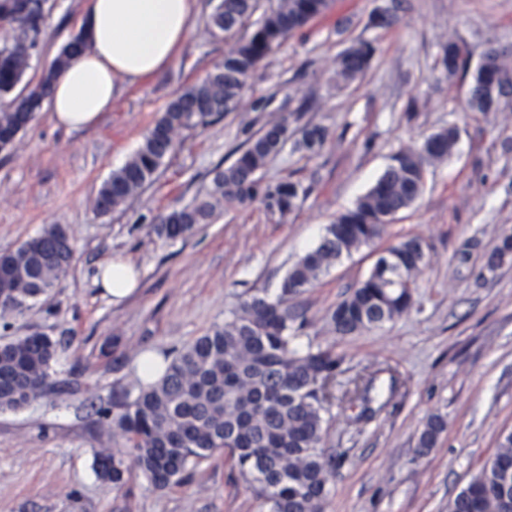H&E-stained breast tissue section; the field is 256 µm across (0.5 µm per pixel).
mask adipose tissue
I'll use <instances>...</instances> for the list:
<instances>
[{
  "mask_svg": "<svg viewBox=\"0 0 512 512\" xmlns=\"http://www.w3.org/2000/svg\"><path fill=\"white\" fill-rule=\"evenodd\" d=\"M196 0H87L79 27L88 47L54 81L48 108L58 127L93 125L111 110L119 81L157 75L179 54Z\"/></svg>",
  "mask_w": 512,
  "mask_h": 512,
  "instance_id": "obj_1",
  "label": "adipose tissue"
}]
</instances>
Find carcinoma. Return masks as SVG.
Instances as JSON below:
<instances>
[{
    "label": "carcinoma",
    "mask_w": 512,
    "mask_h": 512,
    "mask_svg": "<svg viewBox=\"0 0 512 512\" xmlns=\"http://www.w3.org/2000/svg\"><path fill=\"white\" fill-rule=\"evenodd\" d=\"M45 0H0V17L13 35L0 40V97H12L0 111V151L13 148L32 120L58 73L87 48L83 31L71 33L50 65L24 96L14 95L31 68L45 25ZM332 0H218L209 15L212 38L229 44L224 57L197 83L185 89L156 120L138 150L100 185L94 211L107 215L150 183L175 150L184 129L235 112L261 62L293 33L326 14ZM374 48L361 42L340 56L336 80L349 83L363 74ZM507 48H491L482 69L474 71L466 105L471 112H492L486 92L512 82ZM448 77L467 71L462 47L442 46ZM329 137L326 127L307 123L294 137L288 120L266 124L237 147L235 159L212 171L205 195L157 217V233L178 240L199 224H210L226 207L256 202L281 217L296 210L308 193L301 182L283 178L265 182L261 172L293 141L292 152L315 155ZM453 126L427 136L420 145L400 150L354 208L336 216L320 242L288 270L272 298L258 291L241 299L224 323L179 350L162 378L138 391L132 401L100 410L124 447L94 455L100 478L120 489L136 471L152 487L183 484L191 466L227 455L231 467L249 485L268 512H324L333 471L321 448L324 406L345 373L344 358L327 346H294L303 326L288 300L313 286L344 256L380 238L390 216L411 206L422 194L426 166L448 158L457 141ZM75 248L60 224L45 228L16 250L0 254V287L18 299L2 304L10 311L52 288L67 272ZM512 257V235H505L489 255L493 269ZM422 243L409 238L390 247L349 295L327 313L332 331L349 336L371 330L407 312L424 264ZM59 343L45 334L19 336L0 344V410H18L43 397L53 385ZM430 419L418 440L427 454L445 430ZM512 433L500 438L493 456L448 501V512H502V498L512 497Z\"/></svg>",
    "instance_id": "obj_1"
}]
</instances>
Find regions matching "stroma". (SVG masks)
Here are the masks:
<instances>
[{"label":"stroma","mask_w":512,"mask_h":512,"mask_svg":"<svg viewBox=\"0 0 512 512\" xmlns=\"http://www.w3.org/2000/svg\"><path fill=\"white\" fill-rule=\"evenodd\" d=\"M215 0H198L197 22L172 64L151 80L119 83L111 111L67 131L40 109L11 150L0 151V254L50 224L75 245L67 273L29 307L0 311V342L36 332L61 344L51 393L0 411V512H260L252 489L223 455L201 462L178 486L157 491L139 475L113 489L94 453L121 447L98 410L144 383L141 356L173 354L223 323L244 294L276 292L293 263L336 215L355 206L403 147L448 125L454 153L429 166L421 197L382 238L336 262L296 297L306 322L296 347L330 346L349 376L375 380L372 411L332 400L322 448L336 460L325 512H448V502L512 432V259L488 269L512 234V108L465 111L468 81L447 78L440 46L457 41L469 67L491 47H512V0H333L325 15L260 65L238 111L183 131L155 181L109 215L93 199L100 184L141 145L168 104L226 49L206 21ZM85 0H46V29L25 79L75 31ZM395 8L388 28L376 11ZM363 41L375 54L346 86L334 81L340 53ZM261 99L265 108H254ZM308 104L304 121L327 127L319 154L284 150L263 172L310 192L286 217L258 204L225 210L180 240L158 237L153 217L209 186L212 169L268 121ZM421 240L425 264L412 309L353 336L333 333L325 315L363 279L388 246ZM122 259L138 273L120 303L93 281L99 264ZM447 424L426 456L416 454L432 417Z\"/></svg>","instance_id":"1"}]
</instances>
